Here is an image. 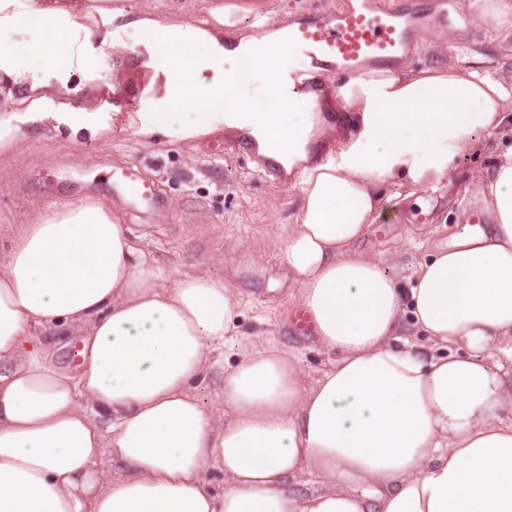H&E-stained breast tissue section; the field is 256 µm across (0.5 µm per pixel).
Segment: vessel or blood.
<instances>
[{"label": "vessel or blood", "instance_id": "b4317fda", "mask_svg": "<svg viewBox=\"0 0 512 512\" xmlns=\"http://www.w3.org/2000/svg\"><path fill=\"white\" fill-rule=\"evenodd\" d=\"M426 24L447 26V0H338L334 9L300 14L286 29L256 30L243 58L264 59L267 39L283 42L289 58L276 69L275 93L284 99L301 93L318 103L328 96V76L403 65L413 32ZM108 187L133 211L164 205L157 181L134 167L113 171Z\"/></svg>", "mask_w": 512, "mask_h": 512}]
</instances>
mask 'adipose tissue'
Masks as SVG:
<instances>
[{"mask_svg": "<svg viewBox=\"0 0 512 512\" xmlns=\"http://www.w3.org/2000/svg\"><path fill=\"white\" fill-rule=\"evenodd\" d=\"M252 0H215L198 25L133 0H0V153L22 126L104 140L94 100L112 69L114 19L153 34L141 67L158 92L125 115L145 142L224 124L251 129L284 166L307 157L299 100H242L224 30ZM58 103H51L49 90ZM357 138L304 169L286 276L333 360L305 384L293 350L250 343L224 372V414L190 388L236 333L223 278L164 271L111 206H49L9 236L0 265V512H512V84L454 66L376 72L339 88ZM301 110L298 121L290 111ZM508 147L479 189L493 218L459 227L408 284L356 249L380 187L415 194L483 151ZM412 315L425 342L401 333ZM81 332L77 372L40 339ZM224 473V491L206 476Z\"/></svg>", "mask_w": 512, "mask_h": 512, "instance_id": "ef3b65f1", "label": "adipose tissue"}]
</instances>
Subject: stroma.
<instances>
[{"label":"stroma","instance_id":"1","mask_svg":"<svg viewBox=\"0 0 512 512\" xmlns=\"http://www.w3.org/2000/svg\"><path fill=\"white\" fill-rule=\"evenodd\" d=\"M448 11L452 21L447 28L420 32L406 70L472 65L511 77L512 18L494 28L476 24L466 0H448ZM111 77L112 94L96 100L106 112L146 80L136 64L118 57L112 60ZM313 134L320 154L335 149L337 137L348 140L357 131L351 118H337L336 100L331 97L318 114ZM22 136L19 148L0 154V263L8 248L7 231L31 222L49 204L83 196L104 200L159 267L181 274L206 272L224 278L240 293L239 337L293 349L310 382L329 366L331 354L290 322L295 290L283 278V242L297 220V177L286 172L279 181L268 182L262 155L234 152V145L246 144V131L228 126L201 140L146 145L117 120L107 141H72L30 127L23 128ZM496 158L493 152L461 156L455 161L452 182L430 183L413 197L390 200L377 219L385 228L382 238L366 236L359 251L382 258L398 281L407 282L437 246L448 243L458 222L467 220V202L479 199L476 176L490 170ZM133 165L158 182L166 201L162 211L147 217L127 211L100 183L89 187L64 183L54 195L43 186L44 177L56 170L78 178ZM420 207L429 213L427 222H411V213ZM236 354V339L228 340L213 353L214 367L192 384L211 411L224 409V371L234 364Z\"/></svg>","mask_w":512,"mask_h":512}]
</instances>
